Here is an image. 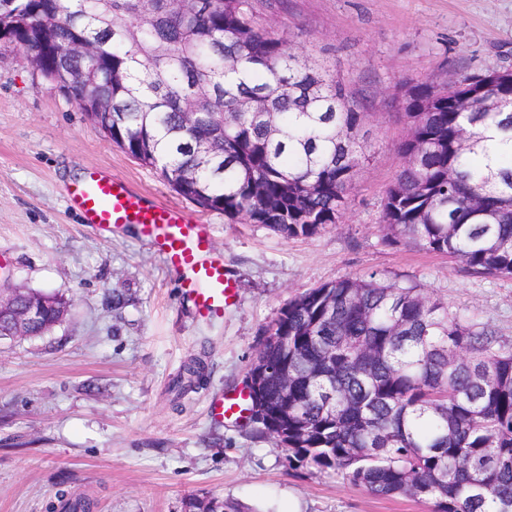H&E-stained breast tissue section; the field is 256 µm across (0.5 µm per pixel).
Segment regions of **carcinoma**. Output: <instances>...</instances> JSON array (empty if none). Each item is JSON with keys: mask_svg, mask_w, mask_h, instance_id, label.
I'll list each match as a JSON object with an SVG mask.
<instances>
[{"mask_svg": "<svg viewBox=\"0 0 512 512\" xmlns=\"http://www.w3.org/2000/svg\"><path fill=\"white\" fill-rule=\"evenodd\" d=\"M33 24L60 11L55 38L100 46L82 64L102 73L112 114L91 122L181 196L286 238L341 218L366 160L355 96L257 21L253 0H197L174 18L164 0H17ZM407 88L402 168L382 211L384 240L447 255L478 275L512 278V154L494 162L476 129L512 142V112H461L473 96L512 99V71L455 74ZM216 107L188 118L185 102ZM243 98L262 101L241 111ZM25 329L42 336L68 301ZM251 363V412L288 467L333 473L378 497L433 512H512V350L473 317L375 275L326 282L292 299Z\"/></svg>", "mask_w": 512, "mask_h": 512, "instance_id": "cac0c4a2", "label": "carcinoma"}]
</instances>
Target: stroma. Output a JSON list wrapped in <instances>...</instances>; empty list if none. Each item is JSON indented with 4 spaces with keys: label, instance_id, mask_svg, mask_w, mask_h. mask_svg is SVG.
I'll use <instances>...</instances> for the list:
<instances>
[{
    "label": "stroma",
    "instance_id": "obj_1",
    "mask_svg": "<svg viewBox=\"0 0 512 512\" xmlns=\"http://www.w3.org/2000/svg\"><path fill=\"white\" fill-rule=\"evenodd\" d=\"M257 21L284 34L354 93L367 159L339 223L289 239L204 211L159 169L112 143L77 104L34 75L21 50L0 55V291L59 293L63 321L38 337L0 339V512H190L230 500L241 512H432L327 474L295 471L274 442L206 407L240 389L265 327L291 299L343 277L411 285L474 314L512 348V279L471 274L446 256L391 245L383 203L401 168L397 114L408 86L457 69L512 70V0H257ZM98 167L150 201L182 205L213 226L236 303L203 321L177 273L134 230L101 237L66 189ZM201 359L198 389L174 380Z\"/></svg>",
    "mask_w": 512,
    "mask_h": 512
}]
</instances>
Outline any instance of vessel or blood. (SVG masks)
<instances>
[{"label": "vessel or blood", "instance_id": "obj_1", "mask_svg": "<svg viewBox=\"0 0 512 512\" xmlns=\"http://www.w3.org/2000/svg\"><path fill=\"white\" fill-rule=\"evenodd\" d=\"M82 222L104 235L125 226L157 253L180 278L181 292L195 314L209 321L220 317L236 286L212 241V227L176 205H156L120 177L95 168L67 191ZM242 411V399L217 392L209 404L213 420Z\"/></svg>", "mask_w": 512, "mask_h": 512}]
</instances>
